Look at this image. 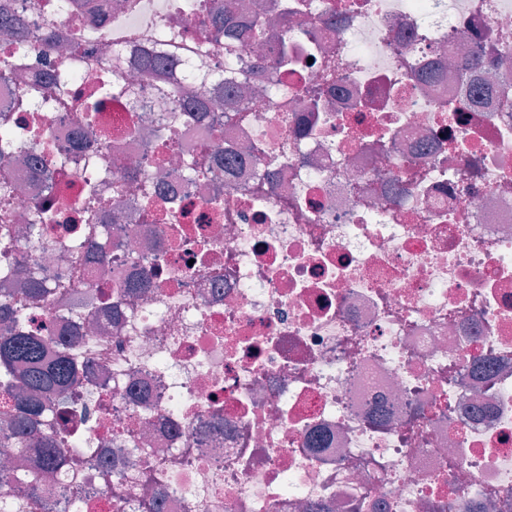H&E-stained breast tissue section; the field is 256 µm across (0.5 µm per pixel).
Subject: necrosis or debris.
<instances>
[{
    "mask_svg": "<svg viewBox=\"0 0 512 512\" xmlns=\"http://www.w3.org/2000/svg\"><path fill=\"white\" fill-rule=\"evenodd\" d=\"M9 2L0 224L29 233L0 263L45 277L33 329L85 333L95 373L82 472L35 504L1 453L5 512H512V0H242L270 71L249 98L213 0ZM174 41L218 124L158 111L173 78L137 59ZM478 47L508 91L485 106L455 71ZM230 148L247 164L208 179ZM105 454L118 499L86 481Z\"/></svg>",
    "mask_w": 512,
    "mask_h": 512,
    "instance_id": "necrosis-or-debris-1",
    "label": "necrosis or debris"
}]
</instances>
